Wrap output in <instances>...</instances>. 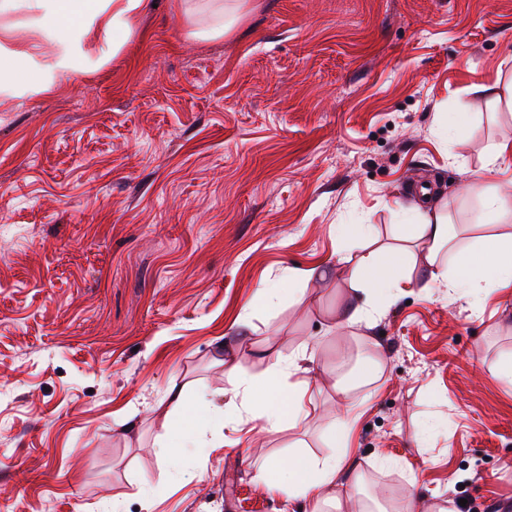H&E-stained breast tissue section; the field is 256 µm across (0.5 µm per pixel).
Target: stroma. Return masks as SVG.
Segmentation results:
<instances>
[{"mask_svg": "<svg viewBox=\"0 0 512 512\" xmlns=\"http://www.w3.org/2000/svg\"><path fill=\"white\" fill-rule=\"evenodd\" d=\"M157 4L96 71L0 101V512H291L255 473L328 452L332 381L261 430L217 347L258 380L306 345L351 368L369 335L384 370L356 391L343 492L512 512V384L487 373L512 361V288L424 287L402 228L428 194L457 248L479 236L463 186L512 112L470 88L512 71V0H261L217 41ZM377 249L405 251L411 284L374 329L339 326ZM173 383L226 412L190 480L160 452Z\"/></svg>", "mask_w": 512, "mask_h": 512, "instance_id": "obj_1", "label": "stroma"}]
</instances>
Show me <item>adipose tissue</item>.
Instances as JSON below:
<instances>
[{
  "instance_id": "ef3b65f1",
  "label": "adipose tissue",
  "mask_w": 512,
  "mask_h": 512,
  "mask_svg": "<svg viewBox=\"0 0 512 512\" xmlns=\"http://www.w3.org/2000/svg\"><path fill=\"white\" fill-rule=\"evenodd\" d=\"M171 7L180 13L188 37L218 39L230 34L256 4L254 0H173ZM152 8V0H0V98L43 94L89 71L95 61L85 41L104 43L110 53H118ZM40 39L53 42L50 55H38ZM465 190L480 200L474 226L499 224L512 217V196L502 194L495 184L475 179ZM415 214L418 221L409 225L408 240L426 253L429 283L447 285L450 292L476 301L512 287V232L486 236L480 248L458 251L448 264L440 259L450 245L447 214L428 199L416 207ZM397 265V253L374 252L362 258L352 277L363 293L389 300L405 283ZM312 362L313 352L305 346L291 355L272 357L262 383L241 378L229 359L224 373L241 392L247 413L272 430L305 416ZM166 399L163 418L170 441L163 455L176 461L189 449L208 447L207 434L223 426V411L205 406L192 425L183 415V388L170 385ZM353 424L349 415L328 423L324 429L330 447L327 454L311 460L293 455L275 460L258 472V481L291 503L314 510L328 504L329 493L340 487L352 454Z\"/></svg>"
}]
</instances>
